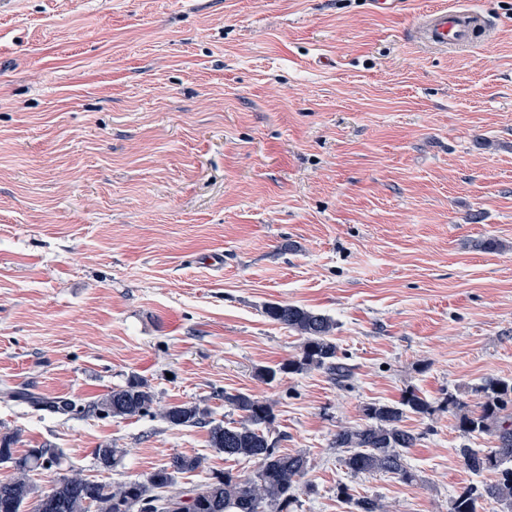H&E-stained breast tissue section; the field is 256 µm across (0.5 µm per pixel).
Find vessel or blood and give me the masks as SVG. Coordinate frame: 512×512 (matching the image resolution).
Wrapping results in <instances>:
<instances>
[{
	"instance_id": "obj_1",
	"label": "vessel or blood",
	"mask_w": 512,
	"mask_h": 512,
	"mask_svg": "<svg viewBox=\"0 0 512 512\" xmlns=\"http://www.w3.org/2000/svg\"><path fill=\"white\" fill-rule=\"evenodd\" d=\"M483 26L479 14L467 10H439L426 14L418 26L422 41L444 49L467 46Z\"/></svg>"
}]
</instances>
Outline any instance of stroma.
I'll return each mask as SVG.
<instances>
[{"mask_svg":"<svg viewBox=\"0 0 512 512\" xmlns=\"http://www.w3.org/2000/svg\"><path fill=\"white\" fill-rule=\"evenodd\" d=\"M457 6L489 23L469 51L414 38ZM275 301L335 322L352 387L259 378L301 344ZM135 376L217 422L238 417L223 391L267 401L279 449L310 464L288 512H349L342 485L450 512L475 480L458 448L494 440L441 404L512 378V0H0V389L77 406L0 401V431L19 457L62 451L31 474L43 490L178 454L204 461L179 490L252 473L206 426L91 412ZM410 391L434 407L404 420L417 481L351 475L336 430ZM5 402H23L37 411L66 414L74 410V404L68 400H47L35 393L15 388H5L1 392Z\"/></svg>","mask_w":512,"mask_h":512,"instance_id":"1","label":"stroma"}]
</instances>
